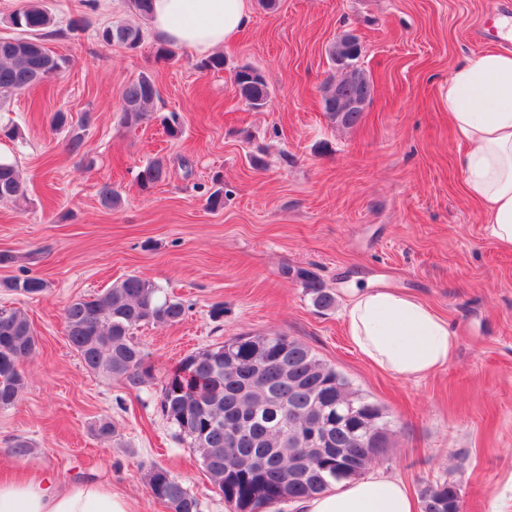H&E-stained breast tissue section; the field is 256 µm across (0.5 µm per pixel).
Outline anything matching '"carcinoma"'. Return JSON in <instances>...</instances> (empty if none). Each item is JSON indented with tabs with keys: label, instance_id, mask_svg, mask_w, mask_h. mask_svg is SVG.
<instances>
[{
	"label": "carcinoma",
	"instance_id": "1",
	"mask_svg": "<svg viewBox=\"0 0 512 512\" xmlns=\"http://www.w3.org/2000/svg\"><path fill=\"white\" fill-rule=\"evenodd\" d=\"M20 35L0 39V99L21 94L55 77L65 61L51 55L43 40L57 34L51 15L35 0L11 16ZM107 45L137 49L144 30L117 23L98 29ZM350 60L337 68L340 77L329 81L322 105L335 124L351 127L360 112L336 111V100L374 91L361 69L351 76ZM201 73L224 71V55L198 61ZM236 97L254 110L270 102V90L255 67L237 66L231 76ZM158 89L147 74L121 92L120 123L138 126L153 118L150 107ZM92 116L68 131L69 151L84 144ZM162 161L149 162L138 176L142 188L162 181ZM18 165L0 160V201L24 196ZM322 309L334 295L308 270L296 271ZM10 291L36 295L46 283L35 276L4 284ZM184 303L154 282L130 275L104 293L71 301L64 311L69 342L85 368L118 379L128 390H140L152 378L148 355L134 340L143 325L166 327L185 316ZM37 336L25 312L0 308V409L14 406L24 393L26 377L19 363L36 348ZM160 411L175 435L197 449L203 465L233 512H274L286 501L299 502L320 495L334 484L352 480L368 470L389 445V421L377 402L352 390L347 379L320 359L298 338L241 334L185 357L171 371L160 394ZM354 408L357 416L336 420V410ZM147 487L169 512H199L197 499L170 472L152 467ZM421 512H460L462 489L452 479L429 483L419 490Z\"/></svg>",
	"mask_w": 512,
	"mask_h": 512
}]
</instances>
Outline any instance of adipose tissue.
Segmentation results:
<instances>
[{
  "instance_id": "obj_1",
  "label": "adipose tissue",
  "mask_w": 512,
  "mask_h": 512,
  "mask_svg": "<svg viewBox=\"0 0 512 512\" xmlns=\"http://www.w3.org/2000/svg\"><path fill=\"white\" fill-rule=\"evenodd\" d=\"M250 0H154L161 41L206 53L224 47L249 22ZM448 121L466 150L459 158L467 195L487 216L488 237L512 248V51L482 52L452 70L440 90ZM346 335L369 364L403 380L448 365L456 331L421 299L396 288L354 289L344 310ZM302 512H419L396 478L348 481L301 501ZM0 512H131L128 501L92 481L0 473Z\"/></svg>"
}]
</instances>
